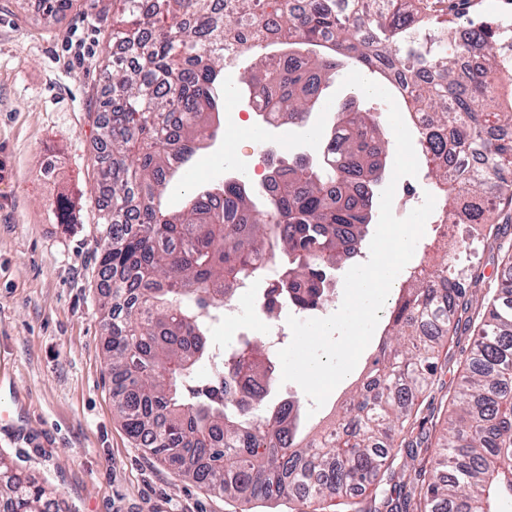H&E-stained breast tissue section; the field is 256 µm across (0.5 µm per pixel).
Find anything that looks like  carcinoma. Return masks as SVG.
<instances>
[{"instance_id":"1","label":"carcinoma","mask_w":512,"mask_h":512,"mask_svg":"<svg viewBox=\"0 0 512 512\" xmlns=\"http://www.w3.org/2000/svg\"><path fill=\"white\" fill-rule=\"evenodd\" d=\"M479 63L463 69L454 32ZM379 72L396 88L440 205L431 237L404 273L384 340L355 394L328 426L298 435L300 402L271 398L265 342L247 336L209 379L208 333L224 299L264 278L262 306L314 310L332 276L358 261L376 187L393 154L382 112L349 99L322 159L276 165L264 183L224 179L169 212L161 197L212 139L221 73L248 62L240 86L280 124L299 125L324 105L340 66ZM104 100L96 116L107 158L101 208L102 293L112 402L136 444L177 475L234 498L281 499L303 510L372 485L414 441L399 439L434 382L440 348L470 337L461 384L439 451L391 512H504L512 505V246L495 288L468 265L478 239L504 241L512 224V62L486 25L430 24L424 0H112ZM48 489L0 457L7 512H50Z\"/></svg>"}]
</instances>
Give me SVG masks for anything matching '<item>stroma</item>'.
Segmentation results:
<instances>
[{"instance_id": "1", "label": "stroma", "mask_w": 512, "mask_h": 512, "mask_svg": "<svg viewBox=\"0 0 512 512\" xmlns=\"http://www.w3.org/2000/svg\"><path fill=\"white\" fill-rule=\"evenodd\" d=\"M0 0V453L57 493L61 512H297L225 498L174 474L127 435L112 406L97 256L102 50L112 0H72L53 20ZM443 20L512 25V0H429ZM69 212L59 220L57 199ZM459 349L417 414L436 439L461 378ZM412 461L399 456L352 512H380Z\"/></svg>"}]
</instances>
